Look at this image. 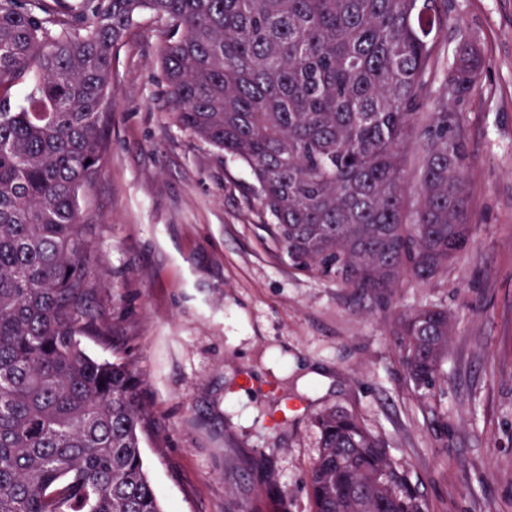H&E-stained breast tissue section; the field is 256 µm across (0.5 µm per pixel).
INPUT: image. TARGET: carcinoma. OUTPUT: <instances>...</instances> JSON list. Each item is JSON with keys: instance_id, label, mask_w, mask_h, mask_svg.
I'll return each instance as SVG.
<instances>
[{"instance_id": "obj_1", "label": "carcinoma", "mask_w": 512, "mask_h": 512, "mask_svg": "<svg viewBox=\"0 0 512 512\" xmlns=\"http://www.w3.org/2000/svg\"><path fill=\"white\" fill-rule=\"evenodd\" d=\"M444 0H0V512H164L144 467L140 381L83 340L95 251L80 197L99 177L112 65L143 11L161 26L174 123L245 163L300 272L375 298L424 282L468 247L466 141L441 101L418 109ZM480 48L456 49L450 98L475 89ZM419 156V184L404 166ZM448 311L401 314L410 382L430 389ZM313 512H429L352 413L313 418Z\"/></svg>"}]
</instances>
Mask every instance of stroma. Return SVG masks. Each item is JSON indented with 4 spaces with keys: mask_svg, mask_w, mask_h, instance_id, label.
<instances>
[{
    "mask_svg": "<svg viewBox=\"0 0 512 512\" xmlns=\"http://www.w3.org/2000/svg\"><path fill=\"white\" fill-rule=\"evenodd\" d=\"M441 42L475 38L479 84L454 110L471 166L473 237L426 283L362 297L297 271L267 231L250 169L174 124L160 40L135 22L112 69L102 171L81 203L93 301L148 410L144 466L165 512H311L313 417L336 407L388 444L429 512H512V0H447ZM446 308L443 376L402 367L400 311ZM325 370L301 380L289 362Z\"/></svg>",
    "mask_w": 512,
    "mask_h": 512,
    "instance_id": "35a3bbf8",
    "label": "stroma"
}]
</instances>
